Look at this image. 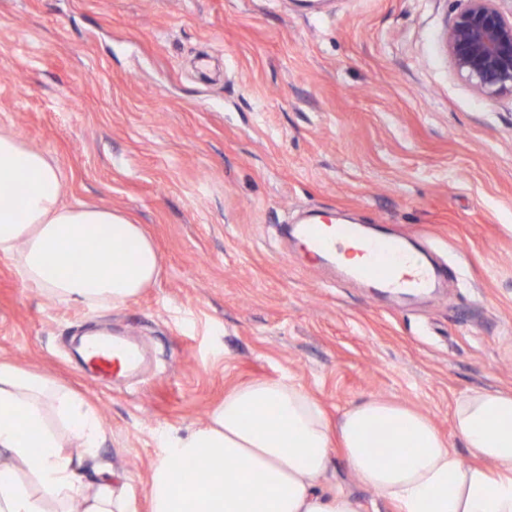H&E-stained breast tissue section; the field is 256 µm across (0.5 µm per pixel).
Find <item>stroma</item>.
<instances>
[{"mask_svg": "<svg viewBox=\"0 0 512 512\" xmlns=\"http://www.w3.org/2000/svg\"><path fill=\"white\" fill-rule=\"evenodd\" d=\"M456 0H0V131L50 154L64 201L128 215L162 256L118 308L46 298L0 258V357L81 391L97 455L145 504L157 432L206 420L236 384L292 378L330 422L366 399L427 416L512 392V97L461 80ZM427 250L403 298L304 264L307 209ZM138 339L140 378L105 383L83 330ZM359 512H398L334 453Z\"/></svg>", "mask_w": 512, "mask_h": 512, "instance_id": "1", "label": "stroma"}]
</instances>
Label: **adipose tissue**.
<instances>
[{
	"label": "adipose tissue",
	"instance_id": "ef3b65f1",
	"mask_svg": "<svg viewBox=\"0 0 512 512\" xmlns=\"http://www.w3.org/2000/svg\"><path fill=\"white\" fill-rule=\"evenodd\" d=\"M59 167L0 131V257L27 286L88 309L125 305L161 273L142 225L109 207L64 203ZM131 257L119 259V246ZM94 255L90 279L60 275L67 256ZM262 421H254V414ZM464 464L429 418L369 399L330 426L292 380L254 379L224 395L207 420L163 435L147 482L149 512H357L342 489L324 491L333 449L399 512H512V393L457 399ZM106 429L87 398L37 369L0 358V512H138L125 479L97 460ZM389 448L384 462L374 448ZM206 460L208 482L189 486L173 462Z\"/></svg>",
	"mask_w": 512,
	"mask_h": 512
}]
</instances>
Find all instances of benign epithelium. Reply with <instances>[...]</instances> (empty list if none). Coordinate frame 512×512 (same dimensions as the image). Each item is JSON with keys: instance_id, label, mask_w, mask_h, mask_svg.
Masks as SVG:
<instances>
[{"instance_id": "benign-epithelium-1", "label": "benign epithelium", "mask_w": 512, "mask_h": 512, "mask_svg": "<svg viewBox=\"0 0 512 512\" xmlns=\"http://www.w3.org/2000/svg\"><path fill=\"white\" fill-rule=\"evenodd\" d=\"M446 46L456 74L480 96L512 95V13L500 0H460Z\"/></svg>"}]
</instances>
